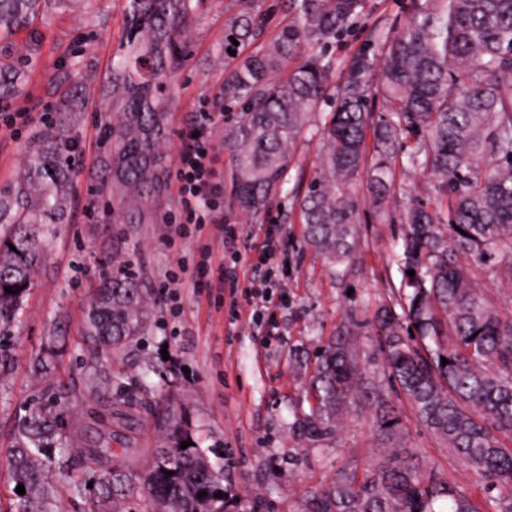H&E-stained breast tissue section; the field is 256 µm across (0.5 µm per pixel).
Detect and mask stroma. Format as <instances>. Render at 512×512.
<instances>
[{"label": "stroma", "instance_id": "35a3bbf8", "mask_svg": "<svg viewBox=\"0 0 512 512\" xmlns=\"http://www.w3.org/2000/svg\"><path fill=\"white\" fill-rule=\"evenodd\" d=\"M410 5L411 0H365L351 33L331 47L337 82L346 81L357 57L378 61L381 48L373 40L374 29L405 19ZM234 8V0H205L190 24L189 54L168 86L166 167H173L180 133L194 114L216 112L217 169L223 175L228 172L224 128L239 112L224 104V68L214 57L224 40V14ZM37 29V60L28 91L16 106L38 116L57 104L56 78L70 48L85 51L97 71L107 68L125 32L122 2L102 0L92 27L85 25L80 12L51 9L38 20ZM105 104L99 96L85 104L78 178L84 192L91 187L90 175L99 160L97 121ZM36 131L33 125L17 135L0 131V187L12 181ZM320 149L319 137H302L282 193L262 210L244 212L222 199L225 222L240 230L233 243L205 233L165 241L163 222L178 203L171 185L151 203L158 218L154 224H115L103 210L90 212L84 204L76 205L69 223L60 225L46 243L35 285L14 324L0 333V505L18 500L10 479L9 450L18 422L31 406H60L84 447L104 448L113 438H122L137 451L128 460L135 470L161 445L159 416L142 410L113 413V389L92 390L85 377L90 360L83 336L86 313L94 289L111 272L113 256L130 255L140 278L154 289L178 257L197 259L208 250L214 264L228 266L233 264V248L259 250L271 224L281 225L283 232L277 266L233 264L241 285L264 281L269 297L264 308L235 321L220 289L200 295L183 287L173 294H156L147 336L103 355L100 369L123 380L156 366V374L149 377L153 395L183 403L195 441L224 468L225 512H302L305 495L329 483L345 463L365 466L382 457L374 416L360 401L348 403L332 438L304 439L294 433L293 425L310 410L307 379L316 351L347 316L358 320L363 379L386 385L374 313L400 302L402 275L394 261L403 233L400 215L410 198L429 199V175L399 157L396 192L386 210L367 212L353 262L340 276L305 246L295 204L299 182L311 179ZM43 357L51 360L52 371L41 377L32 364ZM400 418L406 445L424 469L451 481L466 479L462 465L415 420L408 403H401ZM101 473L93 465L57 472L58 512H89L92 495H75L72 487L99 484Z\"/></svg>", "mask_w": 512, "mask_h": 512}]
</instances>
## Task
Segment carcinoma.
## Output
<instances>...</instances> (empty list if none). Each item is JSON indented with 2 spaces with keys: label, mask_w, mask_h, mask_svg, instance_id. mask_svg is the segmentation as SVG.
I'll return each mask as SVG.
<instances>
[{
  "label": "carcinoma",
  "mask_w": 512,
  "mask_h": 512,
  "mask_svg": "<svg viewBox=\"0 0 512 512\" xmlns=\"http://www.w3.org/2000/svg\"><path fill=\"white\" fill-rule=\"evenodd\" d=\"M66 2L0 0V108L24 93L35 60L31 52L14 53V37L27 31L38 41L35 21ZM200 3L122 0L125 36L109 69L99 75L75 55L59 77L65 89L54 120L39 129L22 167L0 189V327L16 319L34 284L42 241L68 221L84 104L99 87L107 107L98 125L101 188L93 201L121 224L152 223L148 202L162 188L165 84L187 57ZM364 8L365 0H288V18L271 35L266 0H237L216 55L233 62L224 69V102L241 105L239 119L224 130L231 196L243 210L264 207L281 191L302 135H320L318 167L297 206L306 245L331 267L351 260L365 200L385 210L404 146L408 166L429 172L433 182L434 205L414 198L400 217L397 263L406 307L400 314L385 307L376 316L392 390L364 385L358 325L349 319L320 347L308 385L314 405L294 426L314 441L332 436L345 403L358 396L375 412L390 448L367 468L341 467L327 486L305 496L303 512H435L440 500L448 512H512V318L501 317L472 284L474 261L512 283V0H412L402 25L376 31L377 78L359 60L338 85L335 62L315 47L346 34ZM280 70L285 77L272 80ZM377 98L379 114L370 110ZM9 286L16 293H5ZM152 309L131 260L117 256L112 278L91 300L84 336L119 351L145 335ZM392 392L406 398L416 420L484 490H498L492 510L464 486L420 470L399 440ZM165 418L163 447L134 474L113 466L94 500L96 512H132L135 491L151 512H224V499L215 497L224 491L223 475L198 444L181 448L193 438L182 415L169 411ZM65 437L50 407L32 409L19 425L11 476L25 494L9 512H57L54 472L112 452L72 439L73 454L58 459L52 448ZM202 491L206 496H198Z\"/></svg>",
  "instance_id": "obj_1"
}]
</instances>
